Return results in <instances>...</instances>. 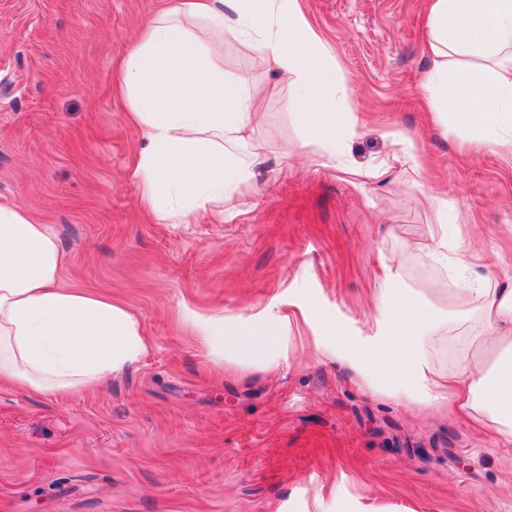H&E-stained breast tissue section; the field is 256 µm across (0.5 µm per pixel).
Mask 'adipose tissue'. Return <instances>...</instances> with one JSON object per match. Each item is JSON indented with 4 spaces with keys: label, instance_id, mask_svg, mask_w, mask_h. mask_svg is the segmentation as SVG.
<instances>
[{
    "label": "adipose tissue",
    "instance_id": "adipose-tissue-1",
    "mask_svg": "<svg viewBox=\"0 0 512 512\" xmlns=\"http://www.w3.org/2000/svg\"><path fill=\"white\" fill-rule=\"evenodd\" d=\"M426 48L431 66L421 89L440 126L468 131L474 146L512 153V0H429ZM232 37L295 92V111L322 148L325 166L348 167L347 141L356 116L338 100L346 88L336 61L299 0H168L144 27L121 72L131 120L146 145L136 168L142 205L159 221L181 222L197 211L223 219L240 187L256 184L267 157L252 145L261 126L260 88L224 68ZM435 224L414 250L431 269L466 268L454 209L429 195ZM401 260L384 275L373 335L343 328L323 343L326 356L351 367L372 387L403 402L428 404L448 391L471 418L512 438V286L446 289L439 311L402 288ZM476 294L479 304L464 308ZM285 316L234 325L211 318L197 328L228 361L274 363ZM455 342L447 372L436 369L431 342ZM146 348L136 320L111 297L62 284V250L46 225L22 208L0 207V385L40 394L95 388Z\"/></svg>",
    "mask_w": 512,
    "mask_h": 512
}]
</instances>
